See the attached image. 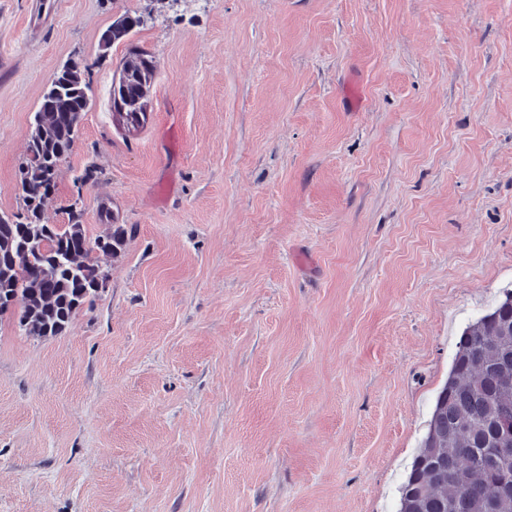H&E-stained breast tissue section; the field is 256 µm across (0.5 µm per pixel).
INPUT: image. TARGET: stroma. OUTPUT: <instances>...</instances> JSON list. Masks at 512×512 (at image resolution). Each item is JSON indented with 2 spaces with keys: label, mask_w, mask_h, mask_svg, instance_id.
I'll use <instances>...</instances> for the list:
<instances>
[{
  "label": "stroma",
  "mask_w": 512,
  "mask_h": 512,
  "mask_svg": "<svg viewBox=\"0 0 512 512\" xmlns=\"http://www.w3.org/2000/svg\"><path fill=\"white\" fill-rule=\"evenodd\" d=\"M69 60L89 105L44 220L80 211L111 277L60 335L0 316V512H396L512 286V0H0V215ZM141 22L140 17H132L129 14L118 17L101 37V55H107L108 50L114 43L123 41ZM126 65L131 71L120 76L118 83L112 84V107L115 112H125L127 120L139 127L146 121L147 115L143 103L136 106L143 96V85H147L154 77L153 62L136 51H130Z\"/></svg>",
  "instance_id": "obj_1"
}]
</instances>
